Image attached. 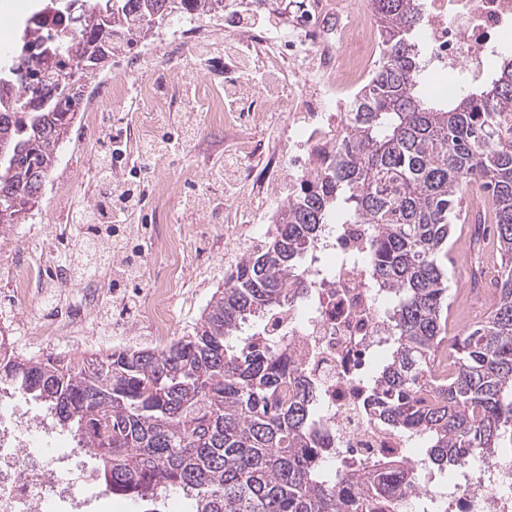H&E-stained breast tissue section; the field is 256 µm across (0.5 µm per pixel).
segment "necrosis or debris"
Masks as SVG:
<instances>
[{
    "label": "necrosis or debris",
    "mask_w": 512,
    "mask_h": 512,
    "mask_svg": "<svg viewBox=\"0 0 512 512\" xmlns=\"http://www.w3.org/2000/svg\"><path fill=\"white\" fill-rule=\"evenodd\" d=\"M335 33L293 25L295 59L281 62L266 46L274 70L306 65L332 83L351 71L366 73L378 39L366 16L345 11ZM512 31V0H430L421 40L437 58L441 76L457 84L460 73L480 78L484 52ZM367 231L363 224H335L314 244L310 292L280 317L279 346L318 383L322 424L330 436L322 454L352 464L401 456L416 472L429 469L405 437L376 426L366 412L372 354L386 341L381 297L364 271L345 265ZM51 419L12 409L0 414V512H86L89 480L75 478L73 449ZM448 512H512V459L481 456L448 496Z\"/></svg>",
    "instance_id": "4bbe7bcc"
}]
</instances>
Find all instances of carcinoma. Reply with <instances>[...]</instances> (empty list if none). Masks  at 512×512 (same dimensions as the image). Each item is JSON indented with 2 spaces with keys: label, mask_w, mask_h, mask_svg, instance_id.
<instances>
[{
  "label": "carcinoma",
  "mask_w": 512,
  "mask_h": 512,
  "mask_svg": "<svg viewBox=\"0 0 512 512\" xmlns=\"http://www.w3.org/2000/svg\"><path fill=\"white\" fill-rule=\"evenodd\" d=\"M381 45L346 131L316 161L313 182L277 210L275 230L224 273L194 334L164 348L125 347L83 364L22 359L0 338V391L47 407L93 453L112 494L157 502L182 490L193 512H396L415 493L410 463L393 458L356 479L317 457L319 395L289 366L268 327L233 347L251 317L269 323L304 293L303 258L319 226L370 224L366 249L344 261L388 288L389 330L368 414L418 436L440 470L512 441V58L455 98L422 97L420 0H371ZM68 23L39 32L42 10ZM224 0H47L0 65V232L39 202L84 89L119 52L174 14L212 15ZM492 199L470 217V288L486 287L488 236L505 259L487 320L445 347L450 225L464 191ZM399 474L390 489L380 480Z\"/></svg>",
  "instance_id": "obj_1"
}]
</instances>
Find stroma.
<instances>
[{"label":"stroma","instance_id":"35a3bbf8","mask_svg":"<svg viewBox=\"0 0 512 512\" xmlns=\"http://www.w3.org/2000/svg\"><path fill=\"white\" fill-rule=\"evenodd\" d=\"M231 12L213 16L207 30V52L177 48L182 34L166 21L155 26L147 39L130 53L113 57L103 75L128 85L124 99L112 103L109 111L92 118L87 104H80L68 140L60 149L58 162L47 180L41 200L28 214L26 223L0 234V332L8 337L16 355L23 358H52L63 362L89 358L126 346L153 348L155 338L141 312L125 308V290L113 288L111 266H103L92 281H80L66 288H47L37 301H20L13 281L22 267L19 256L40 267L44 280H52L59 267L72 266L73 256L87 235L83 224H71L67 214L78 206L89 207L96 192L94 173L101 141L119 136L129 159L135 160L141 178L149 183L142 208L132 214L129 224L138 226V236L127 239V250H144V274L137 290L148 298L154 284L176 279L169 292L170 340L192 335L231 260L224 254V234L245 224L262 222L264 206H278L288 193L287 160L301 154L299 144L290 140L292 132L283 113L267 109L264 87L250 81L235 111L242 120L231 127L210 125L195 96L197 85L224 90L235 69L224 55L226 39L250 44L253 34H265L268 41L288 55L296 49L287 34L291 18L306 0H280L269 13L255 12L251 0H231ZM286 81L295 83V110L300 120H325L323 102L331 91L316 73L287 72ZM152 89L168 101L155 124V137H175L180 145L164 161L142 160L137 156L141 143L138 130L143 123L141 89ZM194 137L181 141L185 128ZM241 153L244 160L234 184L218 181L217 174L229 153ZM181 201L171 212L156 203L158 193ZM232 202H225V194ZM202 198V206L192 209L188 200ZM181 239L185 253L180 267H172L165 244ZM67 312L73 327L67 334L33 341L37 324L56 311Z\"/></svg>","mask_w":512,"mask_h":512}]
</instances>
